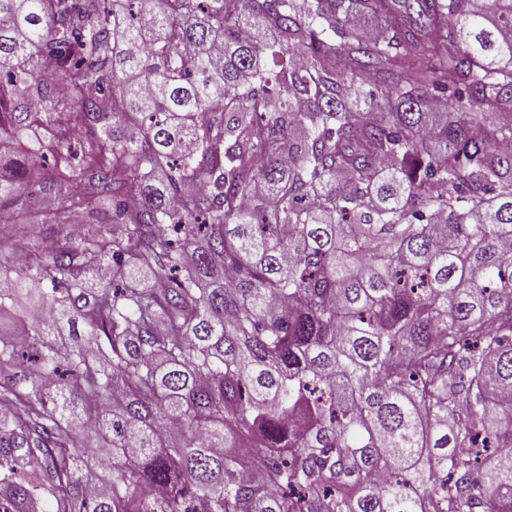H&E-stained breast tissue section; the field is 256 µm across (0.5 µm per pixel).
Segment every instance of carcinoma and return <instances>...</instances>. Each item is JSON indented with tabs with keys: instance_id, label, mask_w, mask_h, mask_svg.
I'll use <instances>...</instances> for the list:
<instances>
[{
	"instance_id": "obj_1",
	"label": "carcinoma",
	"mask_w": 512,
	"mask_h": 512,
	"mask_svg": "<svg viewBox=\"0 0 512 512\" xmlns=\"http://www.w3.org/2000/svg\"><path fill=\"white\" fill-rule=\"evenodd\" d=\"M7 143L0 512H512V0H0Z\"/></svg>"
}]
</instances>
